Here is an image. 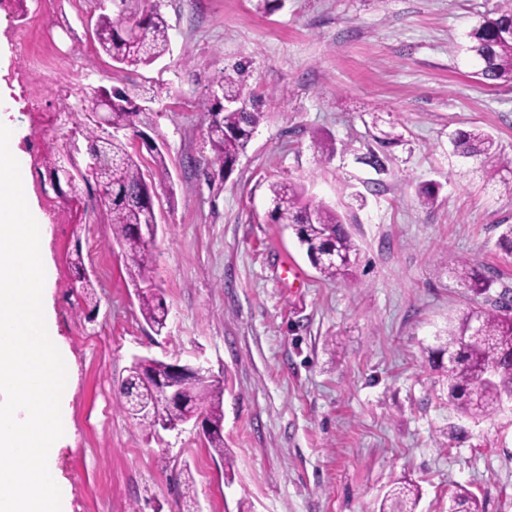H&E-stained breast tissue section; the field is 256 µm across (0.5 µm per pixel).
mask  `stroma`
<instances>
[{
  "label": "stroma",
  "instance_id": "stroma-1",
  "mask_svg": "<svg viewBox=\"0 0 512 512\" xmlns=\"http://www.w3.org/2000/svg\"><path fill=\"white\" fill-rule=\"evenodd\" d=\"M498 0H113L157 6L170 50L135 70L99 54L100 0H0V86L24 136L28 192L48 226L49 301L72 362L70 436L53 460L70 512H378L397 479L417 512H448L457 487L512 512V400L473 420L449 405L429 352L449 322L512 290V195L461 158V130L512 155V87L486 84L468 34ZM259 102L231 169L211 157L201 108L224 76ZM127 89L153 113L166 174L155 186L154 280L169 314L148 327L120 248L82 179L60 197L44 157L68 141L88 86ZM390 139L378 172L362 163ZM336 151L322 153L325 144ZM303 185L342 217L357 248L350 282L324 280L269 186ZM438 188L423 204L422 186ZM81 250L95 301L69 262ZM467 261L493 285L474 293ZM200 364L224 384L232 474L193 423L148 432L117 403L135 358ZM193 494L182 497L184 476Z\"/></svg>",
  "mask_w": 512,
  "mask_h": 512
}]
</instances>
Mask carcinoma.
<instances>
[{"label": "carcinoma", "mask_w": 512, "mask_h": 512, "mask_svg": "<svg viewBox=\"0 0 512 512\" xmlns=\"http://www.w3.org/2000/svg\"><path fill=\"white\" fill-rule=\"evenodd\" d=\"M512 29V0H499L495 16L485 17L468 34V50L482 63L480 75L492 83H512V41L503 38ZM170 25L156 8L131 20L101 13L95 22V37L104 54L121 67L149 66L164 56L170 46ZM222 98L211 97L202 103L210 116L208 138L213 156L210 168L231 167L249 144L261 113L243 106L242 87L230 76L220 83ZM82 107L70 112L73 128L86 141V154L99 158L95 167L80 172L93 181L99 201L112 227V239L120 246L132 280L135 282L140 313L155 333L166 326L168 309L161 289L152 285L155 270L154 241L144 238L140 228L157 223L152 200V182L146 180L138 158L129 151L130 141L146 136L152 128L150 109L145 108L120 88L105 86L82 90ZM96 111L109 113V127L93 118ZM455 153L474 157L497 153L495 140L481 130L458 133L453 139ZM272 217L292 228L311 265L327 280L345 279L356 254L355 244L335 210L321 201L305 198L295 182L271 185ZM458 276L478 292L490 287V278L462 262ZM433 370L446 386L448 403L462 415L486 418L494 414L504 399L512 398V299L504 291L499 301L488 308L471 310L456 324L448 325L441 347L432 351ZM170 364L143 359L129 369L120 389L119 405L146 430L156 427V414H139L132 398L157 405L156 390L141 383V373L163 377ZM186 403L199 407L211 431L208 447L229 465L224 448V386L207 378L185 387ZM420 490L405 479L390 487L379 512H416ZM448 512H482L475 496L465 489L457 491Z\"/></svg>", "instance_id": "carcinoma-1"}]
</instances>
